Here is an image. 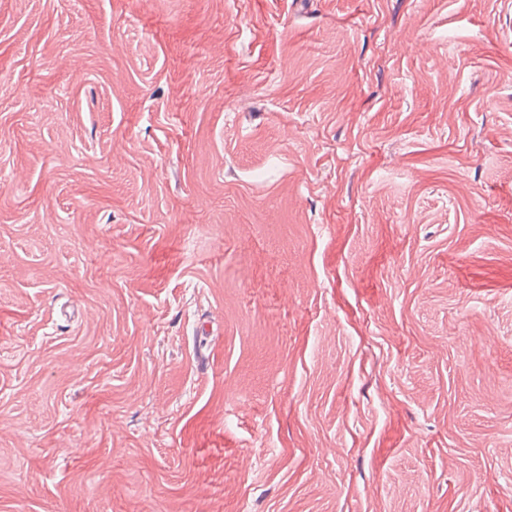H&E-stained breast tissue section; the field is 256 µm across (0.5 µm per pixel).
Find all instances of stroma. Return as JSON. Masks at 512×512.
Returning a JSON list of instances; mask_svg holds the SVG:
<instances>
[{
	"mask_svg": "<svg viewBox=\"0 0 512 512\" xmlns=\"http://www.w3.org/2000/svg\"><path fill=\"white\" fill-rule=\"evenodd\" d=\"M0 512H512V0H0Z\"/></svg>",
	"mask_w": 512,
	"mask_h": 512,
	"instance_id": "35a3bbf8",
	"label": "stroma"
}]
</instances>
